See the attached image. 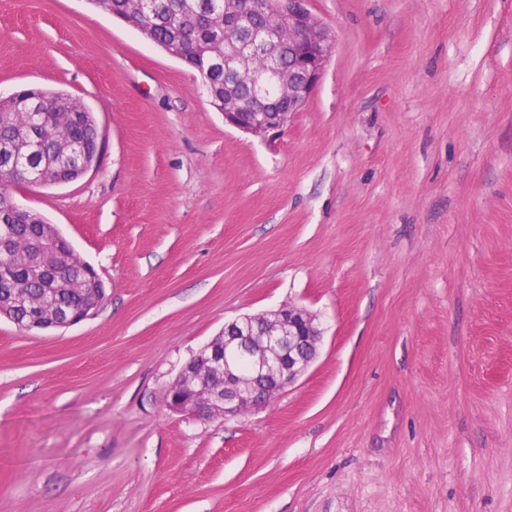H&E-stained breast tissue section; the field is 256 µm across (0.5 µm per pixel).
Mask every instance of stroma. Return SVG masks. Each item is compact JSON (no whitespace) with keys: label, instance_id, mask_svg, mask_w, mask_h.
Here are the masks:
<instances>
[{"label":"stroma","instance_id":"stroma-1","mask_svg":"<svg viewBox=\"0 0 512 512\" xmlns=\"http://www.w3.org/2000/svg\"><path fill=\"white\" fill-rule=\"evenodd\" d=\"M335 41L287 128L88 0H0V98L83 102L94 169L11 186L102 279L0 318V512H512V0H308ZM311 313L316 359L204 422L164 392L225 323ZM100 294V299L92 303H87L83 311H81L80 313L59 312L58 315L53 316L52 325L69 328L92 317L100 308L104 306L105 301L107 299L105 288L101 290Z\"/></svg>","mask_w":512,"mask_h":512}]
</instances>
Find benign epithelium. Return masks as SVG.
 <instances>
[{
	"mask_svg": "<svg viewBox=\"0 0 512 512\" xmlns=\"http://www.w3.org/2000/svg\"><path fill=\"white\" fill-rule=\"evenodd\" d=\"M306 0H224V20L240 32L234 57L224 59V74L230 62L238 65L239 79L251 88L242 96L235 85L224 82V122L240 131L261 136L288 125L320 83L333 49L328 29L305 7ZM276 10L280 24L274 33L250 30L244 19ZM276 36L288 46V64L278 56L269 59L260 72L248 71L249 55L265 52L266 40ZM107 299L87 304L79 313L61 312L53 325L69 328L102 308ZM321 332L305 309L288 305L269 315H244L224 325L214 338L181 369L165 393V406L172 413L199 419L236 416L268 403L293 384L317 355ZM250 370L241 371L239 360Z\"/></svg>",
	"mask_w": 512,
	"mask_h": 512,
	"instance_id": "7a95c632",
	"label": "benign epithelium"
}]
</instances>
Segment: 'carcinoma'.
Instances as JSON below:
<instances>
[{
  "instance_id": "cac0c4a2",
  "label": "carcinoma",
  "mask_w": 512,
  "mask_h": 512,
  "mask_svg": "<svg viewBox=\"0 0 512 512\" xmlns=\"http://www.w3.org/2000/svg\"><path fill=\"white\" fill-rule=\"evenodd\" d=\"M98 7L134 25L139 23L130 0H90ZM153 14L145 19L147 38L164 49L179 41L183 55L195 64V70L207 84L224 87V44L237 40L239 32L224 26L217 15L220 0H153ZM37 106L22 99L0 100V166L9 163L14 151L26 146L36 113L40 128L46 132L67 134L81 149V159L63 167L58 146L48 144L34 154L30 167L52 178L73 180L94 160L93 114L81 102L60 91H38ZM46 221L28 213L12 222L8 237L0 241L9 276L0 272V305L14 308L13 318L24 322L31 314L51 317V307L86 304L85 289L96 287L84 273L86 264L74 250L46 237ZM82 281V287L73 282Z\"/></svg>"
}]
</instances>
